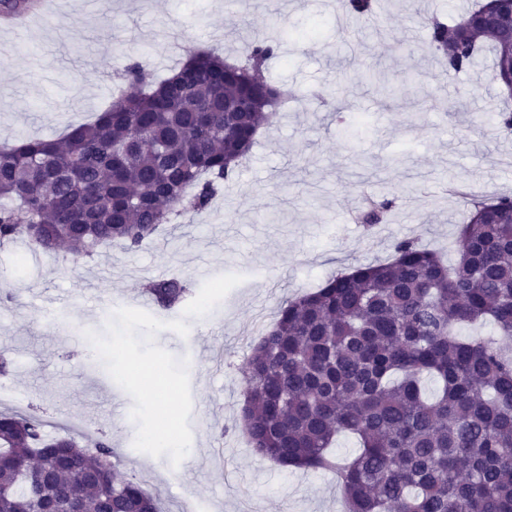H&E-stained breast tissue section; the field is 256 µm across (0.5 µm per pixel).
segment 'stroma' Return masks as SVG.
Here are the masks:
<instances>
[{
  "label": "stroma",
  "mask_w": 512,
  "mask_h": 512,
  "mask_svg": "<svg viewBox=\"0 0 512 512\" xmlns=\"http://www.w3.org/2000/svg\"><path fill=\"white\" fill-rule=\"evenodd\" d=\"M378 2L372 24L339 14L336 0H55L21 35L0 21V144L92 121L130 62L163 77L191 46L238 59L255 39L281 38L263 75L291 98L206 210L138 249L115 244L90 259L0 245V351L14 364L0 376L5 408L61 427L95 415L119 473L163 512H186L195 497L206 512H345L336 474L279 467L240 430L259 328L329 276L385 260L397 240L455 261L474 200L512 196V134L495 120L503 101L492 55L451 76L429 43V21L452 22L472 0ZM374 68L398 97L374 92ZM367 196L394 199L386 223L356 221ZM226 273L243 280L207 315L186 318L189 337L156 336L189 361L195 456L174 466L134 448L133 401L81 336L105 334L146 281L178 276L197 290Z\"/></svg>",
  "instance_id": "35a3bbf8"
}]
</instances>
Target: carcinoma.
<instances>
[{
	"label": "carcinoma",
	"mask_w": 512,
	"mask_h": 512,
	"mask_svg": "<svg viewBox=\"0 0 512 512\" xmlns=\"http://www.w3.org/2000/svg\"><path fill=\"white\" fill-rule=\"evenodd\" d=\"M368 17L375 0H341ZM484 2L430 24L448 70L494 53L512 63V13L485 23ZM280 46L256 40L229 64L192 48L176 72L149 80L134 62L91 124L59 139L0 147V243L91 258L114 242L136 249L177 218L204 210L249 156L283 93L259 76ZM389 199L366 198L378 224ZM458 259L411 239L385 262L361 264L283 305L244 372L242 432L280 467L340 471L348 512H512V198L474 202ZM155 305L192 297L180 277L148 283ZM494 335L463 339L464 325ZM437 383L426 393L424 379ZM359 439L340 467L338 434ZM106 437L91 447L0 411V512H160L140 481L118 475Z\"/></svg>",
	"instance_id": "cac0c4a2"
}]
</instances>
